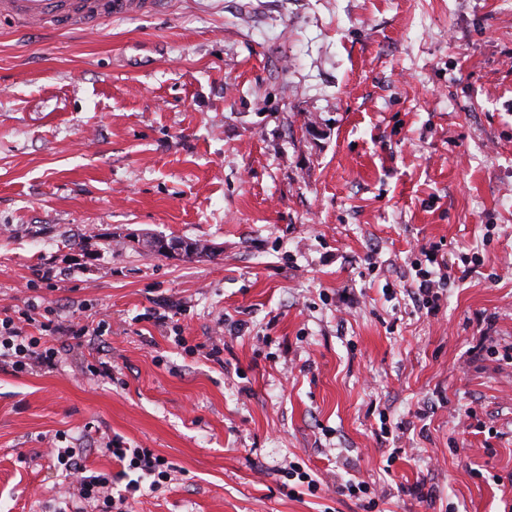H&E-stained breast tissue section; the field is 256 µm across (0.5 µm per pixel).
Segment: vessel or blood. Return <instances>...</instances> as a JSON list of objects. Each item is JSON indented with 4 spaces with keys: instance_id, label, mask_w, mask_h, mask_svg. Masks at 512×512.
<instances>
[{
    "instance_id": "obj_1",
    "label": "vessel or blood",
    "mask_w": 512,
    "mask_h": 512,
    "mask_svg": "<svg viewBox=\"0 0 512 512\" xmlns=\"http://www.w3.org/2000/svg\"><path fill=\"white\" fill-rule=\"evenodd\" d=\"M163 5L164 0H0V17L27 26L50 22L89 30L101 20L147 15Z\"/></svg>"
}]
</instances>
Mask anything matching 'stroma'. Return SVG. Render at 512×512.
I'll use <instances>...</instances> for the list:
<instances>
[{"label":"stroma","mask_w":512,"mask_h":512,"mask_svg":"<svg viewBox=\"0 0 512 512\" xmlns=\"http://www.w3.org/2000/svg\"><path fill=\"white\" fill-rule=\"evenodd\" d=\"M7 315L61 356L0 363V512L63 507L55 448L124 489L114 440L174 466L130 512H512V0L0 19ZM451 275L447 266H440L438 270L422 269L416 271V279L410 286V299L418 306L426 308L427 311L436 312L440 307L442 293L439 290L448 285Z\"/></svg>","instance_id":"obj_1"}]
</instances>
